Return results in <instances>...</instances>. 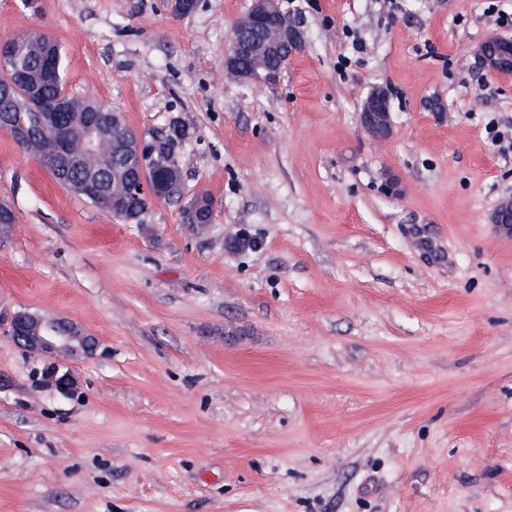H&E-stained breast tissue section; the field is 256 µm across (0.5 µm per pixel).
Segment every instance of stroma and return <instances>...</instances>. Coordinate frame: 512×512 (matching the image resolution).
<instances>
[{
	"mask_svg": "<svg viewBox=\"0 0 512 512\" xmlns=\"http://www.w3.org/2000/svg\"><path fill=\"white\" fill-rule=\"evenodd\" d=\"M250 4L0 0L68 93L185 124L184 194L216 201L129 224L0 130V512H512V75L478 54L512 0H281L304 49L273 87L220 73ZM20 311L93 337L74 396ZM391 95L384 87L374 88L366 97L360 112V123L373 139L386 141L394 134ZM496 232L504 237L512 238V200L505 199L496 207L492 216ZM45 377L63 395L74 394L77 385L73 376L68 372H61L59 366L50 364L45 371Z\"/></svg>",
	"mask_w": 512,
	"mask_h": 512,
	"instance_id": "stroma-1",
	"label": "stroma"
}]
</instances>
